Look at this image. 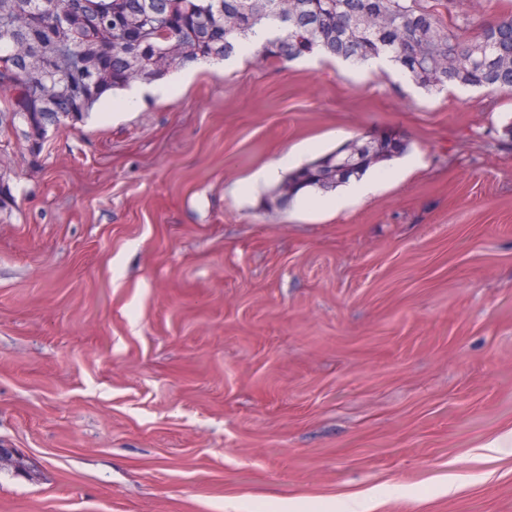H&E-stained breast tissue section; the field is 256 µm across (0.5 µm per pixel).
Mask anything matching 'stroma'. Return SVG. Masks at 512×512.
<instances>
[{"mask_svg": "<svg viewBox=\"0 0 512 512\" xmlns=\"http://www.w3.org/2000/svg\"><path fill=\"white\" fill-rule=\"evenodd\" d=\"M512 92L313 56L0 148V512H512ZM376 192L280 204L362 136ZM463 477L452 495L449 475ZM347 146L289 173L279 187L281 200L287 203L311 188L329 189L347 184L352 178L358 179L371 166L399 156L407 148V144L397 138L374 143L358 153H353L359 150L356 145L348 147L351 153L343 152ZM371 154L375 155V159L369 158Z\"/></svg>", "mask_w": 512, "mask_h": 512, "instance_id": "35a3bbf8", "label": "stroma"}]
</instances>
